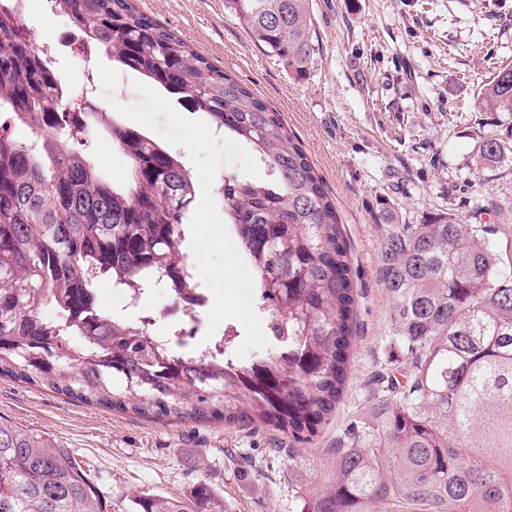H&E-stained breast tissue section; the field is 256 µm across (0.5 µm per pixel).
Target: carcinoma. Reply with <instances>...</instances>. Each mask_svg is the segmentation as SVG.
<instances>
[{"instance_id": "carcinoma-1", "label": "carcinoma", "mask_w": 512, "mask_h": 512, "mask_svg": "<svg viewBox=\"0 0 512 512\" xmlns=\"http://www.w3.org/2000/svg\"><path fill=\"white\" fill-rule=\"evenodd\" d=\"M79 36L205 114L259 155L267 182L226 172L229 224L257 286L270 346L248 358L232 324L209 347L159 356L148 324L97 299L98 278L144 294L199 287L184 252L197 184L181 158L105 112H84L126 157L111 182L63 112L64 78L0 0V378L106 410L176 421L269 425L308 442L344 390L354 316L349 253L336 208L280 114L215 68L135 0H50ZM256 46L306 73L309 0H226ZM512 113V65L479 93ZM487 166L512 148L485 138ZM487 224L437 213L388 230L380 280L402 368L370 394L379 424L351 421L328 449L318 487L297 484L300 512H512V249ZM53 315H44L46 308ZM135 512H224L201 484L187 500L135 499ZM0 512H106L68 449L0 419Z\"/></svg>"}]
</instances>
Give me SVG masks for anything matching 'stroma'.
Masks as SVG:
<instances>
[{"instance_id":"1","label":"stroma","mask_w":512,"mask_h":512,"mask_svg":"<svg viewBox=\"0 0 512 512\" xmlns=\"http://www.w3.org/2000/svg\"><path fill=\"white\" fill-rule=\"evenodd\" d=\"M215 67L279 112L335 203L358 298L343 395L312 441L269 426L173 422L109 412L0 379V417L67 448L110 512L141 494L186 498L206 483L224 512H297L288 471L310 484L337 435L368 412L364 388L396 367L389 298L379 280L391 223L454 214L512 242V156L479 160L484 138L512 142V114L478 93L512 63V0H310L315 53L305 76L255 46L224 0H137Z\"/></svg>"}]
</instances>
